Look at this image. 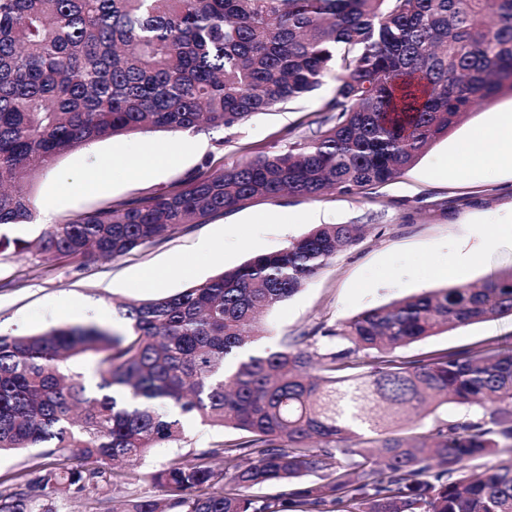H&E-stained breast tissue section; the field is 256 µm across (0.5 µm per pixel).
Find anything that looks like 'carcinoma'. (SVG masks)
Masks as SVG:
<instances>
[{"instance_id":"1","label":"carcinoma","mask_w":512,"mask_h":512,"mask_svg":"<svg viewBox=\"0 0 512 512\" xmlns=\"http://www.w3.org/2000/svg\"><path fill=\"white\" fill-rule=\"evenodd\" d=\"M328 78L332 116L312 135L49 225L34 241L47 267L120 257L258 198L395 180L472 107L512 94V0H0V227L32 223L31 181L75 148L230 132ZM361 234L320 225L174 295L119 302L122 333L0 334V453L59 455L1 490L0 512L108 493L153 449L186 442V416L232 435L153 472L163 501L131 493L110 512H512V339L400 355L512 316V269L227 365ZM448 403L470 411L400 431L407 407ZM284 482L286 499L260 493Z\"/></svg>"}]
</instances>
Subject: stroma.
Segmentation results:
<instances>
[{
  "label": "stroma",
  "instance_id": "obj_1",
  "mask_svg": "<svg viewBox=\"0 0 512 512\" xmlns=\"http://www.w3.org/2000/svg\"><path fill=\"white\" fill-rule=\"evenodd\" d=\"M333 89V81H326L314 95L256 115L226 135L219 131L180 135L153 131L79 147L35 180L32 200L52 203L55 220L60 223L109 202L170 190L202 164L217 169L244 156L285 148L289 134L307 135L318 128L323 118L321 101ZM511 111L510 94L475 106L413 167L384 185L352 194L260 200L178 229L110 261L65 263L47 269L31 251L6 248L0 251V333L32 334L85 324L89 318L83 309L92 304L110 310L108 326L125 331L124 321L115 312L117 302L177 293L255 255L281 250L320 224H362L366 232L355 245L338 252L297 294L268 312L251 352L275 351L284 337L319 326L336 328L364 311L453 285L454 277H443V270L448 269L460 246L474 245L483 237L492 246L469 270L466 282L511 269L512 236L505 234L504 227L512 225V162L483 164L457 175L445 174L443 169L448 154L465 143L476 128L491 123L498 113ZM147 145L176 154V163L151 173L134 172L126 160ZM102 156L112 160L106 182L95 188L62 191V178L90 172ZM203 238L217 244L212 255L197 254V243ZM179 261L192 266V277L177 273L151 289L139 285L141 271ZM510 336L512 316H507L413 343L405 353L415 356ZM184 426L187 441L183 449H155L127 477L118 479L110 492L114 500L131 492L160 497L159 488L149 479L151 472L180 451L208 448L223 438L220 430L193 417L185 418Z\"/></svg>",
  "mask_w": 512,
  "mask_h": 512
}]
</instances>
